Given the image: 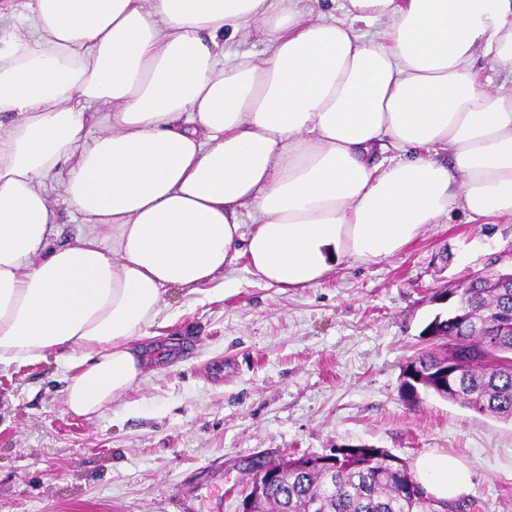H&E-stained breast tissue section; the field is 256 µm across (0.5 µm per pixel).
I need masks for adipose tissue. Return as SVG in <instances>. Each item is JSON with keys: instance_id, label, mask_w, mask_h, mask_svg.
<instances>
[{"instance_id": "1", "label": "adipose tissue", "mask_w": 512, "mask_h": 512, "mask_svg": "<svg viewBox=\"0 0 512 512\" xmlns=\"http://www.w3.org/2000/svg\"><path fill=\"white\" fill-rule=\"evenodd\" d=\"M1 21L0 367L54 355L75 416L143 381L167 289L241 256L306 288L453 213L512 218V0H15ZM55 185L83 223L60 246ZM417 467L464 489L456 458Z\"/></svg>"}]
</instances>
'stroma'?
<instances>
[{"instance_id": "obj_1", "label": "stroma", "mask_w": 512, "mask_h": 512, "mask_svg": "<svg viewBox=\"0 0 512 512\" xmlns=\"http://www.w3.org/2000/svg\"><path fill=\"white\" fill-rule=\"evenodd\" d=\"M510 267L512 220L460 213L307 288L238 259L197 292L167 289L145 379L90 421L66 412L54 358L1 367L0 512H238L261 455L363 443L411 468L457 457L473 512H512V423L401 390L436 294Z\"/></svg>"}]
</instances>
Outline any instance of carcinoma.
Returning a JSON list of instances; mask_svg holds the SVG:
<instances>
[{
    "instance_id": "1",
    "label": "carcinoma",
    "mask_w": 512,
    "mask_h": 512,
    "mask_svg": "<svg viewBox=\"0 0 512 512\" xmlns=\"http://www.w3.org/2000/svg\"><path fill=\"white\" fill-rule=\"evenodd\" d=\"M492 270L457 290L448 314L426 325L436 350L418 357L422 389L481 415L512 422V287L491 288ZM302 454L277 460L282 478L257 495L261 512H470L460 498L437 499L416 482L407 464L372 458L364 450L310 466Z\"/></svg>"
}]
</instances>
